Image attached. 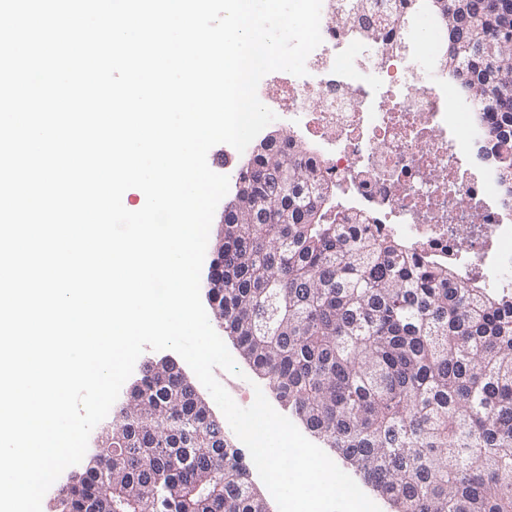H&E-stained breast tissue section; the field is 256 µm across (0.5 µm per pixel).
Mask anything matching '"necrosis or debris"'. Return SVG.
I'll return each instance as SVG.
<instances>
[{
  "mask_svg": "<svg viewBox=\"0 0 512 512\" xmlns=\"http://www.w3.org/2000/svg\"><path fill=\"white\" fill-rule=\"evenodd\" d=\"M395 2L372 14L391 41L383 47L338 23L336 0H322V43L306 60L307 77L274 78L258 98L283 110L344 208L464 279L512 288V195L481 152L489 127L439 58L422 57L406 30L387 25Z\"/></svg>",
  "mask_w": 512,
  "mask_h": 512,
  "instance_id": "1",
  "label": "necrosis or debris"
}]
</instances>
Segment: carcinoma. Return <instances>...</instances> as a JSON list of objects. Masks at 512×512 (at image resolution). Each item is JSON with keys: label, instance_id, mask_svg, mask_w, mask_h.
I'll use <instances>...</instances> for the list:
<instances>
[{"label": "carcinoma", "instance_id": "carcinoma-1", "mask_svg": "<svg viewBox=\"0 0 512 512\" xmlns=\"http://www.w3.org/2000/svg\"><path fill=\"white\" fill-rule=\"evenodd\" d=\"M372 2L348 0L337 16L362 29ZM424 4L447 33L442 57L460 92L490 120L483 152L512 185V65L475 51L478 36L512 40V0H403L397 24ZM239 179L272 200L257 218L244 199L227 204L209 266L221 285L208 298L244 358L393 512H512V291L369 231L290 137L257 150ZM130 403L110 430L120 512L149 499L151 512H266L240 449L226 442L220 454L139 426L144 412L203 420L183 376L144 371ZM95 473L73 478L60 512L106 494Z\"/></svg>", "mask_w": 512, "mask_h": 512}]
</instances>
